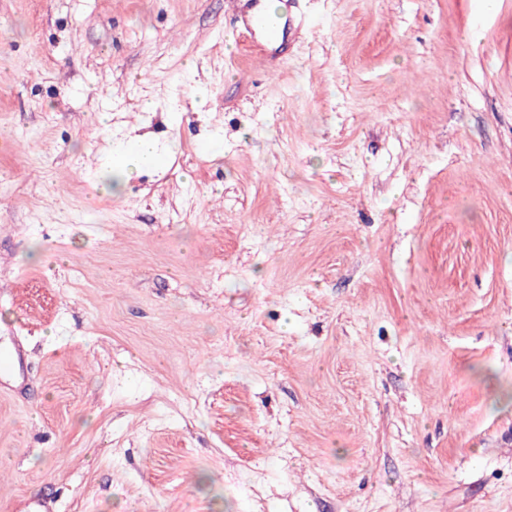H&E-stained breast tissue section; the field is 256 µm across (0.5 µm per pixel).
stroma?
<instances>
[{"label":"stroma","mask_w":512,"mask_h":512,"mask_svg":"<svg viewBox=\"0 0 512 512\" xmlns=\"http://www.w3.org/2000/svg\"><path fill=\"white\" fill-rule=\"evenodd\" d=\"M278 3L0 0V512H512V0ZM119 155L122 158L120 166L113 165L108 177L114 189H119L135 171L153 165L155 160L163 159L166 154L153 137L144 134L130 137Z\"/></svg>","instance_id":"1"}]
</instances>
